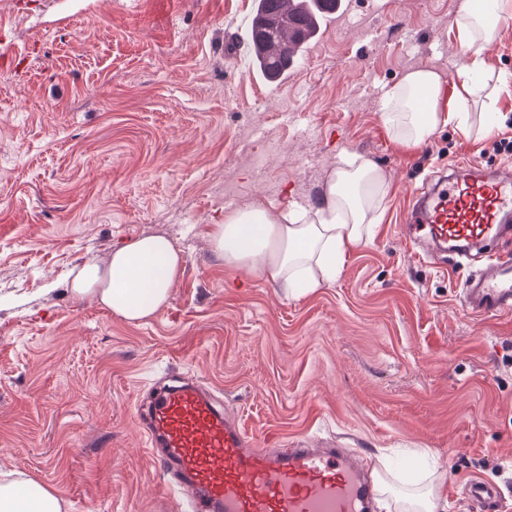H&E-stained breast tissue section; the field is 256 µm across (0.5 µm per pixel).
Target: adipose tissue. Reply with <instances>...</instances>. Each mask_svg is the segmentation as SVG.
Segmentation results:
<instances>
[{
  "mask_svg": "<svg viewBox=\"0 0 512 512\" xmlns=\"http://www.w3.org/2000/svg\"><path fill=\"white\" fill-rule=\"evenodd\" d=\"M458 30L469 61L458 69L456 100L442 106L443 80L430 69H417L381 95L382 119L399 142L423 144L442 125L459 133L472 131L469 101L486 70L476 44L488 41L492 26L483 12L463 4ZM388 182L370 160L341 155L327 189L314 206L295 203L271 212L263 206L234 210L214 225L215 251L226 268L247 269L254 277L304 295L334 282L343 257L366 241L378 223ZM183 259L160 235L138 237L115 246L109 263H85L72 282L74 294L96 295L114 315L130 322L153 317L167 303L181 274ZM441 480L434 477L408 492H393L387 480L379 491L385 512H445ZM64 503L50 487L22 474L0 477V512H63Z\"/></svg>",
  "mask_w": 512,
  "mask_h": 512,
  "instance_id": "adipose-tissue-1",
  "label": "adipose tissue"
}]
</instances>
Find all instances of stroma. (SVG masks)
I'll list each match as a JSON object with an SVG mask.
<instances>
[{
    "label": "stroma",
    "instance_id": "obj_1",
    "mask_svg": "<svg viewBox=\"0 0 512 512\" xmlns=\"http://www.w3.org/2000/svg\"><path fill=\"white\" fill-rule=\"evenodd\" d=\"M464 0H342L297 66L263 79L238 25L256 0H0V475L65 512H175L138 414L162 378L202 380L282 447L386 455L443 474L448 512L484 480L512 512V313H467L469 266L400 233L449 165H512V95L486 134L417 147L379 112L428 68L455 95ZM343 153L387 175L382 219L328 286L294 298L225 269L226 212L317 202ZM169 238L183 271L132 323L71 291L115 244Z\"/></svg>",
    "mask_w": 512,
    "mask_h": 512
}]
</instances>
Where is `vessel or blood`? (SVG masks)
I'll list each match as a JSON object with an SVG mask.
<instances>
[{"label":"vessel or blood","instance_id":"obj_1","mask_svg":"<svg viewBox=\"0 0 512 512\" xmlns=\"http://www.w3.org/2000/svg\"><path fill=\"white\" fill-rule=\"evenodd\" d=\"M433 185L407 214L409 235L459 256L485 251L468 280L464 306L476 316L512 312V176L469 160ZM166 490L182 512H371L374 480L339 448H262L197 380L156 386L143 416ZM478 512H498L491 484L464 488Z\"/></svg>","mask_w":512,"mask_h":512}]
</instances>
